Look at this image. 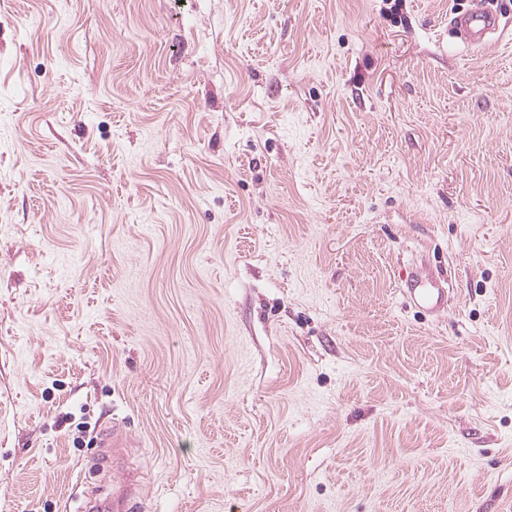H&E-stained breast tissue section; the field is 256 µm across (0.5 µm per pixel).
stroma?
Returning a JSON list of instances; mask_svg holds the SVG:
<instances>
[{"instance_id": "obj_1", "label": "stroma", "mask_w": 512, "mask_h": 512, "mask_svg": "<svg viewBox=\"0 0 512 512\" xmlns=\"http://www.w3.org/2000/svg\"><path fill=\"white\" fill-rule=\"evenodd\" d=\"M468 6L0 0V512H512V0L481 50ZM446 282L423 265H415L401 278L399 288L403 301L419 313L438 315L448 308ZM123 484L125 482H122ZM120 483L118 486L122 487L118 491L114 492L116 486H113L112 497H109L105 502L101 503L96 499V494H91L87 498L89 500V507L83 508L85 512H138L141 507L138 506L137 494L130 486H124ZM92 504L95 506L90 507Z\"/></svg>"}]
</instances>
